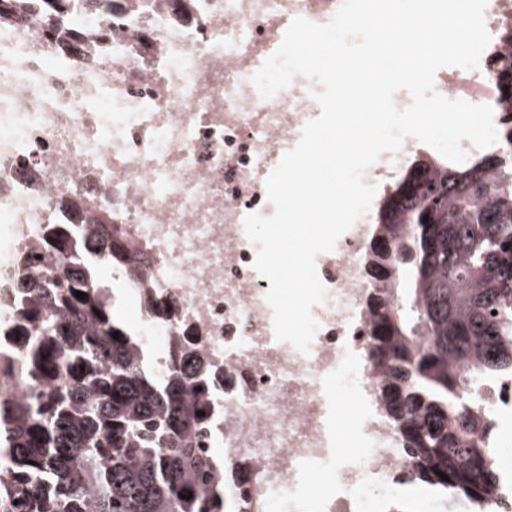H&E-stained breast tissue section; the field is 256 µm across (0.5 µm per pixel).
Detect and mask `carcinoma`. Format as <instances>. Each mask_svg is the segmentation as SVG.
Wrapping results in <instances>:
<instances>
[{"mask_svg":"<svg viewBox=\"0 0 512 512\" xmlns=\"http://www.w3.org/2000/svg\"><path fill=\"white\" fill-rule=\"evenodd\" d=\"M69 2L0 0V18L31 17L47 47L83 57L88 32L64 26ZM499 44L502 153L471 166L414 157L368 239L366 277L376 288L366 301L367 358L383 376L379 395L404 476L443 492L445 503L471 506L497 482L492 413L480 391L512 380V28ZM59 205L95 226L112 220L81 198ZM121 239L112 224L107 257L137 288L139 268ZM92 253L65 225L48 224L43 275H27L30 258L21 257L12 282L0 280L14 292L30 389L0 395V512H248L249 471L232 472L196 446L213 426L220 365L183 324L163 364L152 361L115 317L117 297ZM229 482L238 483L234 499Z\"/></svg>","mask_w":512,"mask_h":512,"instance_id":"obj_1","label":"carcinoma"}]
</instances>
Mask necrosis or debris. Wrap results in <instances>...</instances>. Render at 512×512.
<instances>
[{
	"label": "necrosis or debris",
	"instance_id": "necrosis-or-debris-1",
	"mask_svg": "<svg viewBox=\"0 0 512 512\" xmlns=\"http://www.w3.org/2000/svg\"><path fill=\"white\" fill-rule=\"evenodd\" d=\"M340 0H115L112 34L90 39L89 63L75 68L38 36L35 22H0V277L41 244L44 225L64 224L61 197H90L112 210L142 284L124 285L136 327L157 354L175 343L173 322L152 321L148 299L202 336L204 353L229 380L215 398L205 446L226 463L248 464L262 512H378L384 496L431 503L433 491L404 476L405 458L384 418L382 376L365 360L371 317L364 301L365 214L316 259L326 288L312 309L309 353L277 341L254 268L244 218L272 215L266 179L320 114L304 77L262 98L252 76L294 18L332 20ZM490 42L477 68L437 71L449 99L496 106ZM425 144L406 138L365 172L378 190ZM349 387L340 415L336 386ZM357 445L342 450V433ZM324 480L321 494L311 476Z\"/></svg>",
	"mask_w": 512,
	"mask_h": 512
}]
</instances>
